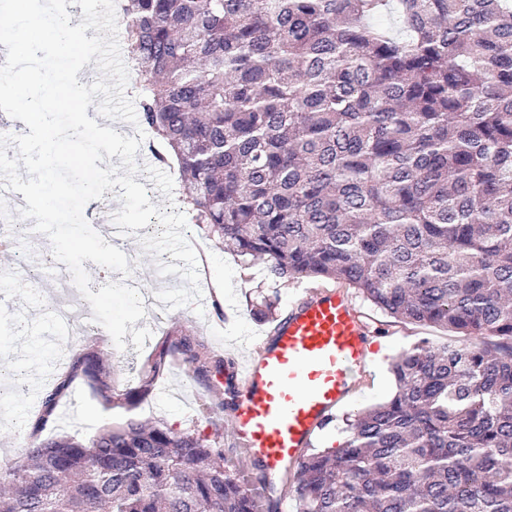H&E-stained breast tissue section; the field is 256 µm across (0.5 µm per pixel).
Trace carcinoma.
Masks as SVG:
<instances>
[{
    "mask_svg": "<svg viewBox=\"0 0 512 512\" xmlns=\"http://www.w3.org/2000/svg\"><path fill=\"white\" fill-rule=\"evenodd\" d=\"M396 7L397 29L381 21ZM149 73L140 120L175 156L192 223L328 279L390 316L481 339L419 344L394 395L307 450L297 512H512V0H126ZM278 324L276 302L253 304ZM197 379L233 362L188 330ZM166 350L122 406L151 390ZM87 375L108 367L92 352ZM67 388L47 389L32 434ZM228 384L209 412L230 414ZM239 446L129 417L86 443L43 440L0 469V512H264Z\"/></svg>",
    "mask_w": 512,
    "mask_h": 512,
    "instance_id": "1",
    "label": "carcinoma"
}]
</instances>
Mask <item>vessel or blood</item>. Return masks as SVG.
<instances>
[{
	"mask_svg": "<svg viewBox=\"0 0 512 512\" xmlns=\"http://www.w3.org/2000/svg\"><path fill=\"white\" fill-rule=\"evenodd\" d=\"M372 356L370 332L343 290L305 292L272 340L233 372L231 417L248 457L274 477L295 469L301 450L350 402Z\"/></svg>",
	"mask_w": 512,
	"mask_h": 512,
	"instance_id": "obj_1",
	"label": "vessel or blood"
}]
</instances>
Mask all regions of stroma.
I'll return each mask as SVG.
<instances>
[{"label":"stroma","mask_w":512,"mask_h":512,"mask_svg":"<svg viewBox=\"0 0 512 512\" xmlns=\"http://www.w3.org/2000/svg\"><path fill=\"white\" fill-rule=\"evenodd\" d=\"M153 190L149 195L152 204L165 208L166 212L182 210L180 196L182 186L175 166H152ZM147 228L128 235L123 251L137 253L141 263L135 267L132 277L140 281L149 292L163 288L182 286L179 275H161L158 263H171L170 254L161 258L142 253L141 239ZM197 256H212L213 273H202L200 286L201 311L184 306L176 309L159 307L147 312L138 320V327L151 332L143 350L127 344L118 350L109 333L99 329H84L71 334L59 325L55 309L59 298L49 289L40 287L33 279L34 273L45 276L65 277L69 271L65 264L52 261L47 250L46 236L31 233L27 242L17 247L11 257L0 262V369L21 368L31 373L36 368H52L53 381L68 375V364L76 362L91 351L109 352L112 368L101 378L94 379L79 374L72 381L59 401V408L76 407L71 422H62L60 416H52L42 438L60 435L87 442L105 429L134 416L141 420L160 421L173 425L178 431H191L219 442L227 441L234 434L233 420L213 422L202 413V406L209 401L213 391L224 389L223 377H212L205 382L195 378L179 362L172 363L162 378L157 380L153 392L130 409L112 407L107 395L136 386L163 341H175L176 328L185 324L192 327L197 339L212 353L234 363H242L253 354L261 339L269 337L268 324L258 321L252 314L251 303L257 296L267 295L275 299L279 314H286L288 304L295 299L301 287L321 288L322 283L311 280H272L268 278L263 263L250 264L233 253L217 247L195 225L185 231ZM351 297L362 312L365 321L372 326H382L384 334L378 338L379 350L374 354L371 374L359 388L349 404L338 410L335 418L321 431L313 442L317 448H336L347 439L345 418L358 410L368 408L390 398L395 390L390 364L397 355L421 343L441 345L454 341L453 332L440 326L398 321L376 308L359 292ZM65 355L66 367L57 369L53 363L58 355ZM69 376V375H68ZM42 391L18 390L9 393L5 404H0V463L23 456L30 448V441L20 440L13 431L17 421L33 424L42 410Z\"/></svg>","instance_id":"1"}]
</instances>
